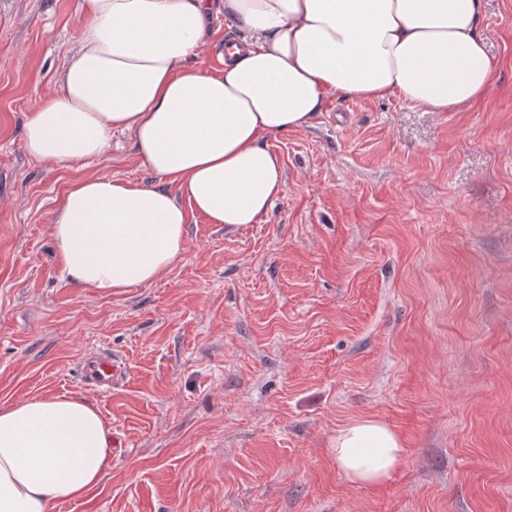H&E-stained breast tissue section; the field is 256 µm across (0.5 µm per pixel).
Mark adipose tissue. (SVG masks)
<instances>
[{"label":"adipose tissue","mask_w":512,"mask_h":512,"mask_svg":"<svg viewBox=\"0 0 512 512\" xmlns=\"http://www.w3.org/2000/svg\"><path fill=\"white\" fill-rule=\"evenodd\" d=\"M212 0H81L58 92L25 124L29 154L88 165L130 133L144 184L85 175L50 226L62 269L110 293L154 281L186 249L196 216L258 223L284 192L269 137L307 126L336 94L397 96L434 112L485 97L496 63L483 0H224V65L200 67ZM337 466L386 482L400 435L374 418L339 428ZM112 465L100 412L74 395L0 406V512H55Z\"/></svg>","instance_id":"1"}]
</instances>
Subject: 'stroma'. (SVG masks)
Masks as SVG:
<instances>
[{
  "label": "stroma",
  "mask_w": 512,
  "mask_h": 512,
  "mask_svg": "<svg viewBox=\"0 0 512 512\" xmlns=\"http://www.w3.org/2000/svg\"><path fill=\"white\" fill-rule=\"evenodd\" d=\"M80 0H0V406L76 395L115 446L57 512H512V0H484L486 97L433 112L339 95L269 138L259 223L195 217L149 284L78 288L50 235L75 169L24 127L55 93ZM88 173L152 183L129 135ZM111 353L108 391L82 366ZM373 417L404 455L351 483L331 446Z\"/></svg>",
  "instance_id": "1"
}]
</instances>
